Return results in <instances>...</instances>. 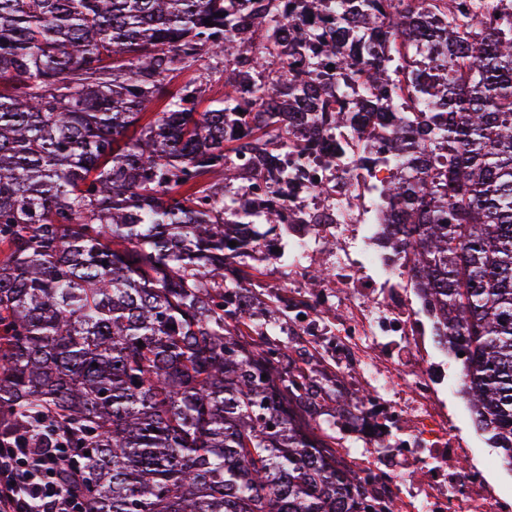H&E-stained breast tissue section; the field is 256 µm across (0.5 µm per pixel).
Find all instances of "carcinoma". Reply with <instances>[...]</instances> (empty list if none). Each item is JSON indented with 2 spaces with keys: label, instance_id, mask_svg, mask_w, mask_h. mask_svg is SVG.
Instances as JSON below:
<instances>
[{
  "label": "carcinoma",
  "instance_id": "1",
  "mask_svg": "<svg viewBox=\"0 0 512 512\" xmlns=\"http://www.w3.org/2000/svg\"><path fill=\"white\" fill-rule=\"evenodd\" d=\"M205 54L200 111L167 84ZM358 119L511 459L512 0H0V448L68 449L84 512H359L332 418L363 397L243 304L283 221L245 184L287 198L283 155ZM218 61V62H217ZM191 69H183L171 74L169 89L176 91L184 84L202 81L205 90L198 109L205 110L212 101L224 98V64L217 59H208L207 55ZM200 76V78H199Z\"/></svg>",
  "mask_w": 512,
  "mask_h": 512
}]
</instances>
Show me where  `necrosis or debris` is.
I'll return each mask as SVG.
<instances>
[{
  "instance_id": "necrosis-or-debris-1",
  "label": "necrosis or debris",
  "mask_w": 512,
  "mask_h": 512,
  "mask_svg": "<svg viewBox=\"0 0 512 512\" xmlns=\"http://www.w3.org/2000/svg\"><path fill=\"white\" fill-rule=\"evenodd\" d=\"M336 141L330 133L316 151L288 156L305 175L285 202V224L254 241L288 280L279 299L289 332L335 379L337 395H365L336 418V467L367 487L363 512H512L500 460L482 454L486 436L448 384L463 359L442 347L406 260L386 246L395 225L373 221V205L350 196L389 172L337 160ZM319 265L330 274L312 292Z\"/></svg>"
}]
</instances>
